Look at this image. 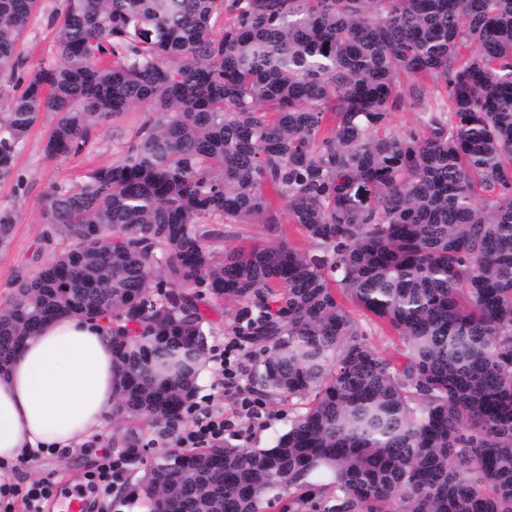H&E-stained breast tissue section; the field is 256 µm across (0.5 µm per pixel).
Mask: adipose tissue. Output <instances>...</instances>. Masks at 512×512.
I'll return each mask as SVG.
<instances>
[{"label": "adipose tissue", "mask_w": 512, "mask_h": 512, "mask_svg": "<svg viewBox=\"0 0 512 512\" xmlns=\"http://www.w3.org/2000/svg\"><path fill=\"white\" fill-rule=\"evenodd\" d=\"M112 335L103 323L57 316L0 370V492L26 454L76 448L112 420Z\"/></svg>", "instance_id": "ef3b65f1"}]
</instances>
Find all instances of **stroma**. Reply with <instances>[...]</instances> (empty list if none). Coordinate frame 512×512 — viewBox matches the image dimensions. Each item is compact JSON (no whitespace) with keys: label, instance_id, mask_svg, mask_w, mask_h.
<instances>
[{"label":"stroma","instance_id":"obj_1","mask_svg":"<svg viewBox=\"0 0 512 512\" xmlns=\"http://www.w3.org/2000/svg\"><path fill=\"white\" fill-rule=\"evenodd\" d=\"M65 7L64 0H41L35 16L17 44L24 73L52 68L59 49L54 40L55 19ZM398 99L389 112L386 132L400 134L416 128L419 112L436 98L443 96L442 85L431 78L400 76L396 82ZM147 107L140 106L119 118L100 122L92 128L81 153L46 158L44 145L48 129L54 124V113L45 112L36 126L19 144L12 175L0 180V210L13 216L14 229L7 247H0V304H6L17 279L32 275L55 254L64 250L68 241L50 232L43 224L41 211L46 194L54 187L81 181L92 168L111 163L123 150L128 134L146 117ZM199 395L208 397L213 413L234 421L235 431L227 439L244 448L267 446L273 436L288 428L286 407L262 405L257 416L243 413L236 389L224 386V375L212 368L199 383ZM120 433L105 428L89 445L65 453H49L19 460L16 477L20 486L40 480L54 487L84 483L95 471L102 451L111 447Z\"/></svg>","mask_w":512,"mask_h":512}]
</instances>
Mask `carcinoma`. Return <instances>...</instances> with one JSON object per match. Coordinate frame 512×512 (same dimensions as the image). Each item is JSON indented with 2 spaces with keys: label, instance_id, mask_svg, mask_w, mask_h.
Returning <instances> with one entry per match:
<instances>
[{
  "label": "carcinoma",
  "instance_id": "carcinoma-1",
  "mask_svg": "<svg viewBox=\"0 0 512 512\" xmlns=\"http://www.w3.org/2000/svg\"><path fill=\"white\" fill-rule=\"evenodd\" d=\"M39 4L0 0L9 83ZM55 40L0 113V179L43 112L49 158L150 113L48 194L71 246L0 308V369L60 314L112 317V447L145 512H512V0H66ZM401 74L446 97L381 134ZM218 220L274 239L219 254ZM194 288L262 351L250 390L299 405L269 448L176 446L212 362ZM134 422L174 449L147 460ZM346 304L363 323L368 341L377 353L387 359L396 356L397 347H399L400 342L394 333L375 318L363 315L349 302H346Z\"/></svg>",
  "mask_w": 512,
  "mask_h": 512
}]
</instances>
